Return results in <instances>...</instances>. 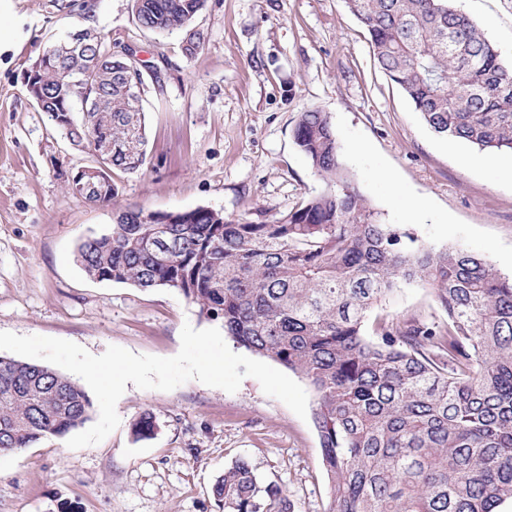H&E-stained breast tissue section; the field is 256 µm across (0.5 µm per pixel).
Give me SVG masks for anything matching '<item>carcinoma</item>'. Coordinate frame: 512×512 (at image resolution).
I'll return each instance as SVG.
<instances>
[{"mask_svg":"<svg viewBox=\"0 0 512 512\" xmlns=\"http://www.w3.org/2000/svg\"><path fill=\"white\" fill-rule=\"evenodd\" d=\"M452 0H346L374 59L439 137L512 153V64ZM205 0H133L140 25L205 42L193 21ZM163 91L137 51L84 41L31 71L27 92L73 144L108 149L109 168L146 162L142 93ZM81 112L76 117L75 112ZM299 150L326 189L270 223L209 208L122 211L84 241L77 261L96 280L174 288L236 345L300 375L327 476L328 512H495L512 502V276L457 245L418 243L382 224L355 186L325 112L300 113ZM115 186L86 189L110 204ZM428 285L446 314L365 332L374 306L399 285ZM93 404L74 380L0 356V453L84 424ZM144 413L134 424L149 437ZM224 512H290L243 459L213 486Z\"/></svg>","mask_w":512,"mask_h":512,"instance_id":"cac0c4a2","label":"carcinoma"}]
</instances>
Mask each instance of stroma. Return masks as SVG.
Masks as SVG:
<instances>
[{
  "mask_svg": "<svg viewBox=\"0 0 512 512\" xmlns=\"http://www.w3.org/2000/svg\"><path fill=\"white\" fill-rule=\"evenodd\" d=\"M512 61V0H454ZM113 49L129 46L161 63L163 92L147 89L144 166L113 170L106 206L67 193L62 173L88 166L29 98L25 77L79 8ZM22 35L0 53V331L72 341L99 355L117 345L176 355L184 324L210 328L178 290L96 281L76 260L79 245L110 230L117 212L199 207L254 222L301 208L325 184L299 152L301 112L329 115L342 160L384 224L431 247L455 244L512 274V178L491 156L437 137L377 65L370 37L345 0H206L195 25L206 35L186 55L181 34L143 29L131 0H11L0 30ZM403 189L421 204L408 215ZM443 320L424 284L403 285L377 318ZM119 426L98 444L72 449L48 436L0 454V512H223L211 488L237 459L279 486L293 512H326L328 482L311 420L244 378L236 392L188 381L174 390L127 384ZM152 413L156 429L133 425Z\"/></svg>",
  "mask_w": 512,
  "mask_h": 512,
  "instance_id": "stroma-1",
  "label": "stroma"
}]
</instances>
